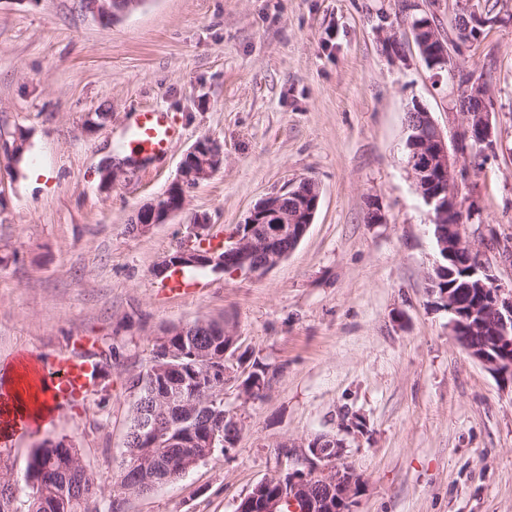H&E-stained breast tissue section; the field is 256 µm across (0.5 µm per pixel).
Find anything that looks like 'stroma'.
<instances>
[{
	"label": "stroma",
	"mask_w": 512,
	"mask_h": 512,
	"mask_svg": "<svg viewBox=\"0 0 512 512\" xmlns=\"http://www.w3.org/2000/svg\"><path fill=\"white\" fill-rule=\"evenodd\" d=\"M415 2L455 76L424 63L405 0H146L109 26L80 0H0V137L26 141L20 161L0 155V371L79 339L92 356L115 353L85 400L0 439L15 478L35 448L61 441L102 491L118 487L128 376L164 329L223 319L268 366L269 387L247 400L226 384L224 409L243 421L234 447L126 495L123 512H235L263 479L306 469L304 447L321 435L344 442L340 463L360 477L353 512H512V381L448 330L403 157L413 101L452 135L460 78L487 87L497 150L460 158L459 198L480 206L467 240L512 285V0H477L490 22L466 39L457 0ZM152 107L177 131L170 149L103 187L100 164L123 156L134 112ZM205 137L223 167L168 223L130 233ZM304 180L320 204L286 260L260 277L200 268L193 293L164 292L154 270L194 215L219 234ZM373 202L385 223H368Z\"/></svg>",
	"instance_id": "obj_1"
}]
</instances>
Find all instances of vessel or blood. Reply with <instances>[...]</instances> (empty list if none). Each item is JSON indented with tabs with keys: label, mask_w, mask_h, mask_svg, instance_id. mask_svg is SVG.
Wrapping results in <instances>:
<instances>
[{
	"label": "vessel or blood",
	"mask_w": 512,
	"mask_h": 512,
	"mask_svg": "<svg viewBox=\"0 0 512 512\" xmlns=\"http://www.w3.org/2000/svg\"><path fill=\"white\" fill-rule=\"evenodd\" d=\"M174 138L167 113L159 108L137 112L128 141L132 152L159 156L165 154ZM98 366L85 355L63 354L54 358L43 374L52 401L66 404L83 400L95 386Z\"/></svg>",
	"instance_id": "1"
}]
</instances>
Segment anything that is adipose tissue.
I'll list each match as a JSON object with an SVG mask.
<instances>
[{
  "label": "adipose tissue",
  "instance_id": "adipose-tissue-1",
  "mask_svg": "<svg viewBox=\"0 0 512 512\" xmlns=\"http://www.w3.org/2000/svg\"><path fill=\"white\" fill-rule=\"evenodd\" d=\"M0 387L9 396L8 402L0 404V429L10 430L12 421L20 418L38 423L51 414L46 386L33 364L22 361L8 366L0 373Z\"/></svg>",
  "mask_w": 512,
  "mask_h": 512
}]
</instances>
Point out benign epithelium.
I'll return each instance as SVG.
<instances>
[{
  "instance_id": "1",
  "label": "benign epithelium",
  "mask_w": 512,
  "mask_h": 512,
  "mask_svg": "<svg viewBox=\"0 0 512 512\" xmlns=\"http://www.w3.org/2000/svg\"><path fill=\"white\" fill-rule=\"evenodd\" d=\"M145 0H82L86 14L103 25H112L137 10ZM460 12L457 21L466 27L473 23L482 25L494 22L481 16L475 0H458ZM411 30L421 57L427 67L445 71L451 64L448 42L434 26H425L416 20L410 22ZM463 96L476 98L480 108L465 112L464 125L453 148H448V136L434 122L430 112L419 102L407 111L405 129L406 167L414 179L416 190L428 208L430 225L437 254L444 256L447 264L435 262L434 275L430 277L431 292L439 294L442 306L449 314L448 329L466 351L489 372L512 378V287L496 283L482 253L473 247L464 234L465 222L457 195L460 156L472 154L481 157L496 150L493 127L489 119V98L482 89L475 87L464 91ZM224 163L221 148L209 140L194 144L183 159L176 180L168 190L141 206L132 218L136 233L146 234L156 225L165 224L185 203L187 193L201 181L210 178ZM320 201L319 187L305 180L298 185L272 194L259 201L241 224H233L224 231V253L193 249L195 237H201L212 228L209 219L197 215L187 228L183 244L174 255H166L157 264L155 273L164 275L184 266L209 268L219 273L231 267L248 275L262 276L276 267L295 250L313 224ZM468 268L469 279L463 281L457 292L439 291V277L451 274L450 265ZM224 362L215 366L209 375H217L224 382L239 379V369L227 362L238 360L234 347L238 342L234 327L224 323ZM141 438L169 440L173 444L172 429L163 430L150 418L140 423ZM240 423L231 420L226 438L212 437L207 441L202 455L192 463L209 458L215 445H228L236 438ZM344 444L331 437H318L308 443L305 471L295 470L275 475L254 486V492L243 498L238 512H282L287 503L298 512H352V496L359 478L348 467H337L335 461L343 456ZM272 482L281 492L271 496L260 495V485Z\"/></svg>"
}]
</instances>
